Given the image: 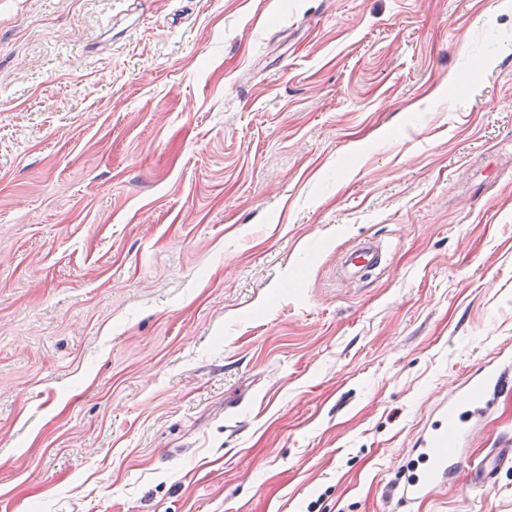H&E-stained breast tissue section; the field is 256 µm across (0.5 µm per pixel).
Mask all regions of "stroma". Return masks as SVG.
<instances>
[{
  "label": "stroma",
  "instance_id": "obj_1",
  "mask_svg": "<svg viewBox=\"0 0 512 512\" xmlns=\"http://www.w3.org/2000/svg\"><path fill=\"white\" fill-rule=\"evenodd\" d=\"M509 348L512 0H0V512H512ZM348 262L359 270L376 268L380 263L379 247L370 242L360 245L349 254ZM511 374V354L499 351L497 356L472 365L456 389L441 401L435 432L422 434L415 449L427 467L420 474L405 476L399 485V500L403 505L429 499L448 483V470L454 464L463 463L451 447H458L462 436L470 434L478 418L489 408V392L512 388ZM496 447L494 448V455L490 462L486 463L483 467L479 481H490L494 478V472L504 461L510 460L512 456V436L510 433H503L497 440Z\"/></svg>",
  "mask_w": 512,
  "mask_h": 512
}]
</instances>
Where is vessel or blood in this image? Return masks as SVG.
<instances>
[{
    "instance_id": "vessel-or-blood-1",
    "label": "vessel or blood",
    "mask_w": 512,
    "mask_h": 512,
    "mask_svg": "<svg viewBox=\"0 0 512 512\" xmlns=\"http://www.w3.org/2000/svg\"><path fill=\"white\" fill-rule=\"evenodd\" d=\"M348 262L354 268L365 270L380 263V250L373 243L356 247ZM512 387V356H497L472 365L448 398L437 408L438 420L433 431L422 434L417 442V456L425 465L421 473L409 474L399 486L401 503H416L429 499L438 488L448 482V471L457 456L453 448L463 436L469 435L490 406L489 393ZM512 459V434L503 433L497 440L493 458L483 467L480 479H493L500 464Z\"/></svg>"
}]
</instances>
